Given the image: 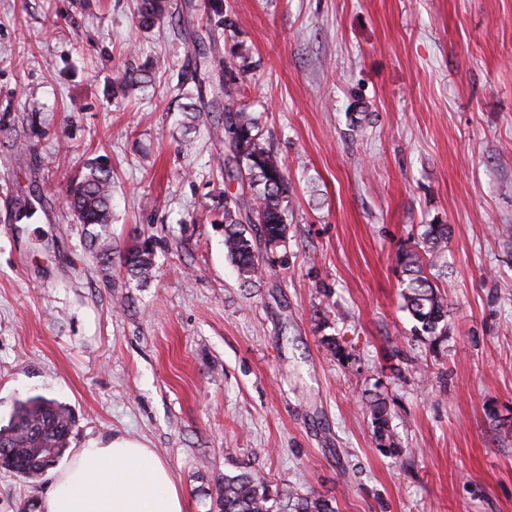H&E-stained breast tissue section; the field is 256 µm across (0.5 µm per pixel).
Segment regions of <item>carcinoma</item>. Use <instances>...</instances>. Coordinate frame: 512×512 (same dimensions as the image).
<instances>
[{"label":"carcinoma","instance_id":"cac0c4a2","mask_svg":"<svg viewBox=\"0 0 512 512\" xmlns=\"http://www.w3.org/2000/svg\"><path fill=\"white\" fill-rule=\"evenodd\" d=\"M162 0H140L138 23L149 28L161 17ZM224 142L234 144L224 160V180L248 187L250 196L224 191V248L231 263L246 280L262 275L263 265L242 221V211L255 214V223L267 245L287 239L288 222L284 201L288 178L282 160L267 147L259 118L242 109H224V123L215 126ZM69 209L78 223L99 227L89 232V246H99V259L112 262V249L105 246L112 224V174L102 162H89L86 171L71 186ZM449 227L424 224L418 242L396 253L402 274L403 310L415 322V331L441 343L448 336V303L435 283V273L447 267ZM126 271L144 282L154 266L152 242L145 240L127 250ZM375 437H391L387 403L374 397L368 401ZM76 418L68 406L43 395H32L14 403L8 423L0 425V468L23 478L47 472L68 448ZM208 512H336L333 501L314 493L281 488L264 473L244 470L216 480Z\"/></svg>","mask_w":512,"mask_h":512}]
</instances>
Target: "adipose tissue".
Wrapping results in <instances>:
<instances>
[{"mask_svg": "<svg viewBox=\"0 0 512 512\" xmlns=\"http://www.w3.org/2000/svg\"><path fill=\"white\" fill-rule=\"evenodd\" d=\"M42 512H185L169 467L121 435L86 440L56 471Z\"/></svg>", "mask_w": 512, "mask_h": 512, "instance_id": "ef3b65f1", "label": "adipose tissue"}]
</instances>
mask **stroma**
I'll list each match as a JSON object with an SVG mask.
<instances>
[{"instance_id":"35a3bbf8","label":"stroma","mask_w":512,"mask_h":512,"mask_svg":"<svg viewBox=\"0 0 512 512\" xmlns=\"http://www.w3.org/2000/svg\"><path fill=\"white\" fill-rule=\"evenodd\" d=\"M167 3L145 30L136 0H0V419L42 394L70 448L143 440L186 512L242 466L338 512H512V0H223L235 29L206 44L210 0ZM229 77L289 183L286 242L247 227L255 281L224 252ZM94 158L112 249L154 243L147 284L64 204ZM430 223L451 227L437 350L395 269ZM51 481L0 470V512H40ZM373 398L368 401V409L372 418L374 434L381 442H386L391 437L387 403L384 398L381 399L377 396Z\"/></svg>"}]
</instances>
